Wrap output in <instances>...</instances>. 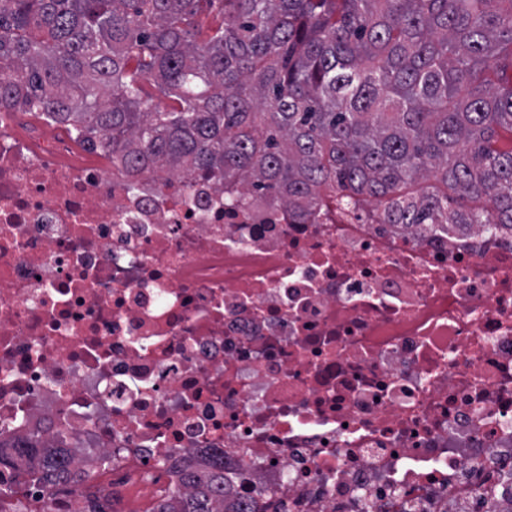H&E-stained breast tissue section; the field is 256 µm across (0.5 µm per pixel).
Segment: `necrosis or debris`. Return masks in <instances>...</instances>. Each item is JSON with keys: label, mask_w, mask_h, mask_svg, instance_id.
Returning <instances> with one entry per match:
<instances>
[{"label": "necrosis or debris", "mask_w": 512, "mask_h": 512, "mask_svg": "<svg viewBox=\"0 0 512 512\" xmlns=\"http://www.w3.org/2000/svg\"><path fill=\"white\" fill-rule=\"evenodd\" d=\"M0 111V443L165 501L224 460L228 512H512V234L290 223L142 179ZM0 470V512H85Z\"/></svg>", "instance_id": "obj_1"}]
</instances>
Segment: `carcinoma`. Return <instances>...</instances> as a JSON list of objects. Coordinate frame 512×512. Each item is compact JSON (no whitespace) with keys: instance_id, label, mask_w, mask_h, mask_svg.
Masks as SVG:
<instances>
[{"instance_id":"carcinoma-1","label":"carcinoma","mask_w":512,"mask_h":512,"mask_svg":"<svg viewBox=\"0 0 512 512\" xmlns=\"http://www.w3.org/2000/svg\"><path fill=\"white\" fill-rule=\"evenodd\" d=\"M0 0V110L76 126L112 154L128 188L208 177L224 203L261 194L293 219L365 209L376 224L512 229V0ZM157 88L165 106L145 94ZM434 177L448 195L414 194ZM63 448L26 457L55 485ZM176 503L224 512V460L185 472Z\"/></svg>"}]
</instances>
